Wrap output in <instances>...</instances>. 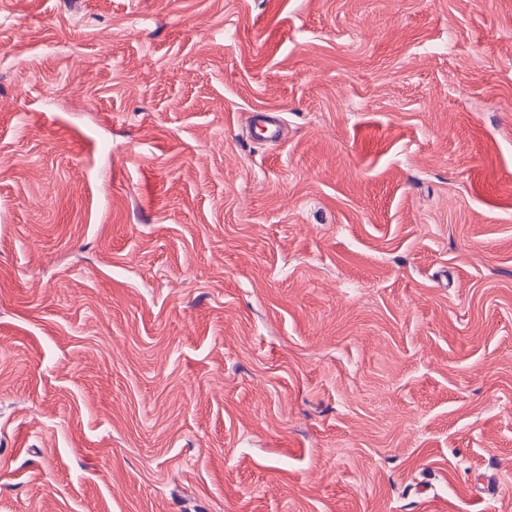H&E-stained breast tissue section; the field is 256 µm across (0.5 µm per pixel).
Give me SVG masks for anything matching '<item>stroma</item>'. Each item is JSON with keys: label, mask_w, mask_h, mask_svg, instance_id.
<instances>
[{"label": "stroma", "mask_w": 512, "mask_h": 512, "mask_svg": "<svg viewBox=\"0 0 512 512\" xmlns=\"http://www.w3.org/2000/svg\"><path fill=\"white\" fill-rule=\"evenodd\" d=\"M0 512H512V0H0Z\"/></svg>", "instance_id": "1"}]
</instances>
